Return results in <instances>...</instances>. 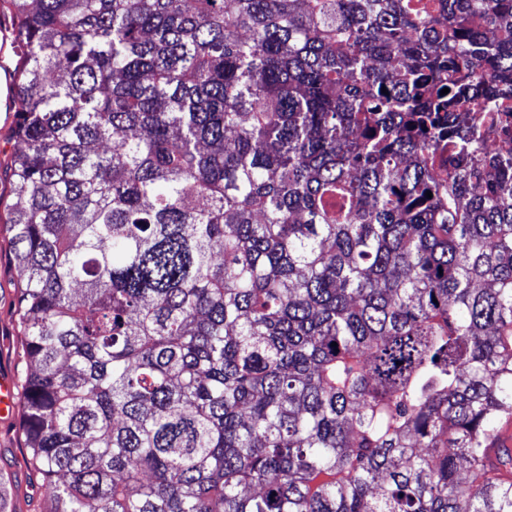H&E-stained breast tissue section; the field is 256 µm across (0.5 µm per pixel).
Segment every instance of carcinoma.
<instances>
[{
    "instance_id": "1",
    "label": "carcinoma",
    "mask_w": 512,
    "mask_h": 512,
    "mask_svg": "<svg viewBox=\"0 0 512 512\" xmlns=\"http://www.w3.org/2000/svg\"><path fill=\"white\" fill-rule=\"evenodd\" d=\"M1 14L42 512H512V0Z\"/></svg>"
}]
</instances>
